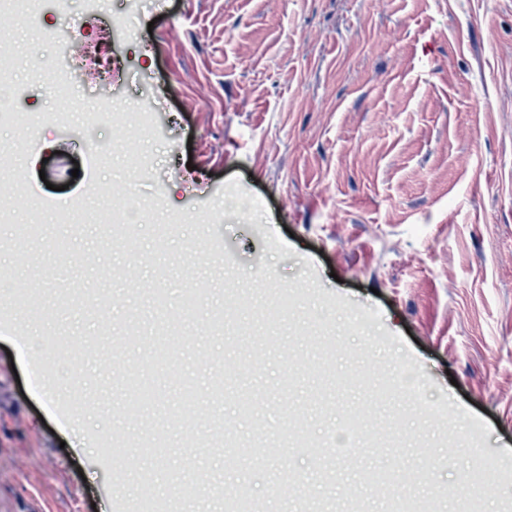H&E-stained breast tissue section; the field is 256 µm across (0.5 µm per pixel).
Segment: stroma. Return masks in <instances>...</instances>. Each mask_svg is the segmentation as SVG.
Segmentation results:
<instances>
[{
    "instance_id": "35a3bbf8",
    "label": "stroma",
    "mask_w": 512,
    "mask_h": 512,
    "mask_svg": "<svg viewBox=\"0 0 512 512\" xmlns=\"http://www.w3.org/2000/svg\"><path fill=\"white\" fill-rule=\"evenodd\" d=\"M101 35L95 81L76 49ZM0 52V512H139L184 479L178 512H391L364 476L407 472L432 512H512V0H40ZM13 328L54 345L28 360ZM187 412L194 437L143 454Z\"/></svg>"
}]
</instances>
